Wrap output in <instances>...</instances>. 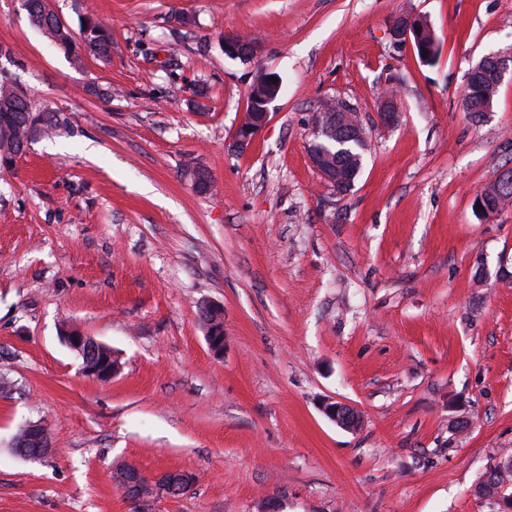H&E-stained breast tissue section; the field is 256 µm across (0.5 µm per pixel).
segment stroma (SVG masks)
<instances>
[{
	"instance_id": "stroma-1",
	"label": "stroma",
	"mask_w": 512,
	"mask_h": 512,
	"mask_svg": "<svg viewBox=\"0 0 512 512\" xmlns=\"http://www.w3.org/2000/svg\"><path fill=\"white\" fill-rule=\"evenodd\" d=\"M50 5L74 30L109 19L112 53L73 66L24 0H0V69L65 118L0 170V512H500L476 488L512 456V206L485 220L473 199L512 168V75L491 111L463 102L472 66L512 50V0ZM402 12L433 28L434 64L393 44ZM236 37L259 53L228 57ZM262 72L284 92L230 152ZM326 99L366 128L344 195L308 157ZM190 157L216 194L182 178ZM204 304L224 311L222 353ZM66 325L117 356L111 380L83 373ZM29 421L55 445L39 461L11 449ZM123 462L195 483L134 504ZM278 98L276 92L270 93L265 98V105L261 113V120L254 123L251 113L247 107L240 117L239 123L235 130L232 140L228 144L229 150L233 152L243 153L247 151L257 134L267 125L269 121V106ZM322 410L329 420L341 428L355 430L361 425L359 411L348 404L328 399L324 401Z\"/></svg>"
}]
</instances>
